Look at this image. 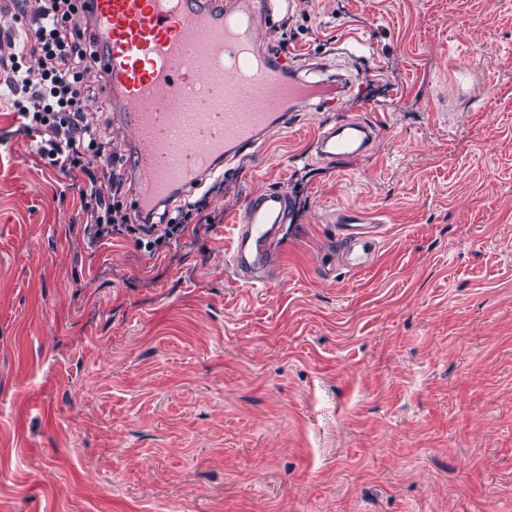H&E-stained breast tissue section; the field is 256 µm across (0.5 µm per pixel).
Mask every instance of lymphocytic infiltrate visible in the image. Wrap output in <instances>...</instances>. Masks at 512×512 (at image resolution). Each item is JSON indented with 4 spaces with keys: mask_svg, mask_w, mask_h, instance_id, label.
Segmentation results:
<instances>
[{
    "mask_svg": "<svg viewBox=\"0 0 512 512\" xmlns=\"http://www.w3.org/2000/svg\"><path fill=\"white\" fill-rule=\"evenodd\" d=\"M87 19L81 0H38L23 47L0 84L11 92L25 131L36 136L43 165L75 182L80 208L91 217L85 227L91 244L130 233L152 255L179 240L186 227L155 223L150 214L135 224L123 207L124 179L105 166L111 141L86 108L97 67Z\"/></svg>",
    "mask_w": 512,
    "mask_h": 512,
    "instance_id": "1",
    "label": "lymphocytic infiltrate"
}]
</instances>
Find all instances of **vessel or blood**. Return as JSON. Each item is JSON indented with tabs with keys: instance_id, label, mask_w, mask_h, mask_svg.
I'll return each instance as SVG.
<instances>
[{
	"instance_id": "1",
	"label": "vessel or blood",
	"mask_w": 512,
	"mask_h": 512,
	"mask_svg": "<svg viewBox=\"0 0 512 512\" xmlns=\"http://www.w3.org/2000/svg\"><path fill=\"white\" fill-rule=\"evenodd\" d=\"M117 119L130 137L123 165L136 183V212L156 209L173 192L190 196L204 174L230 154L260 147L292 124L288 106L326 105L319 84L289 77L282 57L259 53L254 17L260 0H87ZM370 126L349 121L320 132V157L338 162L366 152ZM286 190L253 196L235 228L230 264L245 283L265 282L280 264L276 250L288 219ZM342 257L370 265L378 231L337 213Z\"/></svg>"
}]
</instances>
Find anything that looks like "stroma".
<instances>
[{
	"mask_svg": "<svg viewBox=\"0 0 512 512\" xmlns=\"http://www.w3.org/2000/svg\"><path fill=\"white\" fill-rule=\"evenodd\" d=\"M255 33L346 90L157 257L91 245L0 102V512H512V0H293ZM354 119L369 153L320 159ZM267 188L291 218L250 287L228 253ZM341 210L387 228L366 270Z\"/></svg>",
	"mask_w": 512,
	"mask_h": 512,
	"instance_id": "1",
	"label": "stroma"
}]
</instances>
